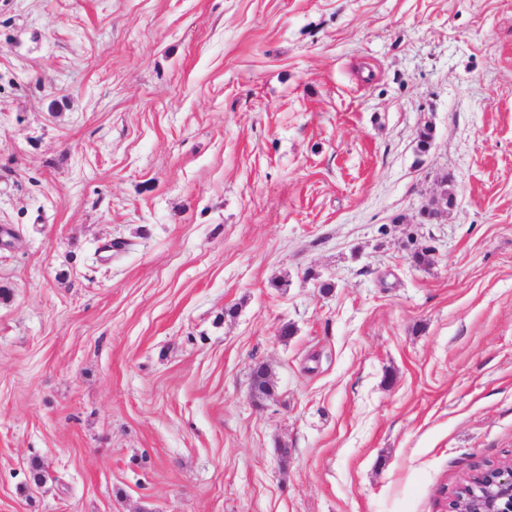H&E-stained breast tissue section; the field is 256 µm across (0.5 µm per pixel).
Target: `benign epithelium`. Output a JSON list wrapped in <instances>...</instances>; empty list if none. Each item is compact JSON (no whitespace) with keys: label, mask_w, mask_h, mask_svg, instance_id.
Segmentation results:
<instances>
[{"label":"benign epithelium","mask_w":512,"mask_h":512,"mask_svg":"<svg viewBox=\"0 0 512 512\" xmlns=\"http://www.w3.org/2000/svg\"><path fill=\"white\" fill-rule=\"evenodd\" d=\"M480 495L470 485L445 497L446 512H512V458L479 471Z\"/></svg>","instance_id":"7a95c632"}]
</instances>
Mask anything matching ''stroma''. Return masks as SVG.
<instances>
[{"mask_svg": "<svg viewBox=\"0 0 512 512\" xmlns=\"http://www.w3.org/2000/svg\"><path fill=\"white\" fill-rule=\"evenodd\" d=\"M0 226V512H441L512 456V0H0Z\"/></svg>", "mask_w": 512, "mask_h": 512, "instance_id": "35a3bbf8", "label": "stroma"}]
</instances>
